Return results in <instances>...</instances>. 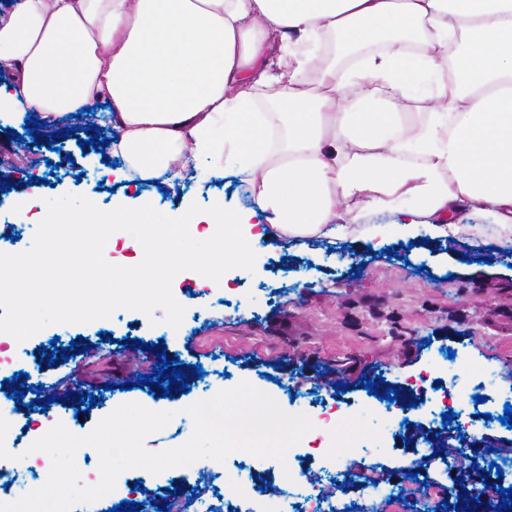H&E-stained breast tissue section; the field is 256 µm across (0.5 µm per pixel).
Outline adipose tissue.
<instances>
[{"label": "adipose tissue", "mask_w": 512, "mask_h": 512, "mask_svg": "<svg viewBox=\"0 0 512 512\" xmlns=\"http://www.w3.org/2000/svg\"><path fill=\"white\" fill-rule=\"evenodd\" d=\"M316 88L304 76L327 50ZM0 112L45 121L109 102L124 180L245 176L249 211L174 221L102 214L133 247L247 266L256 216L276 236L512 234V0H18L0 12ZM357 108L343 112L344 90ZM432 103L419 121L389 108ZM283 136L273 151L270 136ZM367 211L390 224H360Z\"/></svg>", "instance_id": "adipose-tissue-1"}]
</instances>
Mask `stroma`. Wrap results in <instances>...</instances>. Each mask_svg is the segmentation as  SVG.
<instances>
[{
	"instance_id": "1",
	"label": "stroma",
	"mask_w": 512,
	"mask_h": 512,
	"mask_svg": "<svg viewBox=\"0 0 512 512\" xmlns=\"http://www.w3.org/2000/svg\"><path fill=\"white\" fill-rule=\"evenodd\" d=\"M30 115L0 113V252L30 248L36 226L13 208L15 196L38 191L48 198L92 199L96 211L125 205L137 208L150 198L154 213L202 212L222 199L225 213L255 208L238 177L183 181L172 187L152 180H116L113 156L89 146L95 132L114 137L102 119L59 116L48 128L27 135ZM71 136H64V129ZM475 252L465 240L437 238L426 225L408 236L387 239L381 247L354 236L328 243L318 238H265L241 274L239 300L225 303L224 289L202 275V292L175 290L186 313L179 328L153 315L120 309L88 324L51 325L26 341L19 365L0 366V415L11 424L21 448L34 442L26 428L48 415L83 435L118 405L136 402L173 412L162 430L144 446L159 452L185 443L192 419L187 406L248 381L272 396L287 412L321 395L344 391L346 398L373 406L378 397L365 390L399 386L425 368L443 349L469 352L486 365L488 391H512V254L497 238ZM84 350L69 359L56 357L70 342ZM165 352L187 376L186 389L163 396L160 387L141 386L138 375L157 373L156 355ZM27 373L28 390L14 397L13 376ZM95 394L90 411L79 412L81 397ZM427 418L413 417L397 438L431 455L467 463L477 448L463 449L464 429L454 422L441 429L437 444L427 443ZM139 488L116 485L83 512H107L121 501L138 503V512H157L172 495H204L223 506L224 495L211 459L192 468L176 467L154 475L126 472Z\"/></svg>"
}]
</instances>
